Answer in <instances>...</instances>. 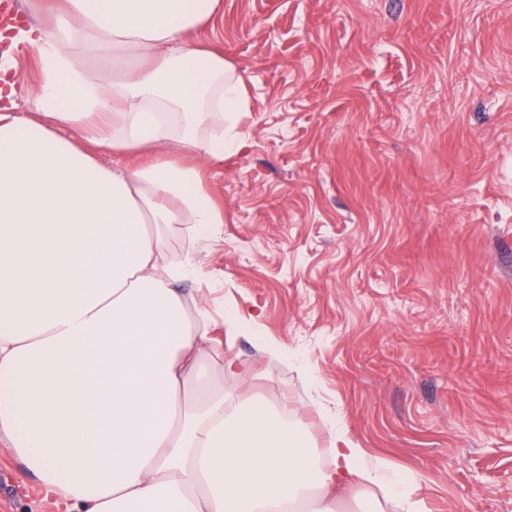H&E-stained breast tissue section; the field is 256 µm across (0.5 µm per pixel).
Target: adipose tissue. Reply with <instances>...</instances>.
Masks as SVG:
<instances>
[{"label": "adipose tissue", "mask_w": 512, "mask_h": 512, "mask_svg": "<svg viewBox=\"0 0 512 512\" xmlns=\"http://www.w3.org/2000/svg\"><path fill=\"white\" fill-rule=\"evenodd\" d=\"M220 0H57L24 38L39 78L0 83V442L71 512H335L384 478L344 431L330 469L294 423L224 397L206 305L164 258L162 226L213 238L223 162L249 111L223 54L194 40ZM133 60L111 81L83 59ZM112 152L111 164L95 149ZM149 151L142 164L125 155Z\"/></svg>", "instance_id": "adipose-tissue-1"}]
</instances>
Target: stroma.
I'll return each instance as SVG.
<instances>
[{"label":"stroma","instance_id":"stroma-1","mask_svg":"<svg viewBox=\"0 0 512 512\" xmlns=\"http://www.w3.org/2000/svg\"><path fill=\"white\" fill-rule=\"evenodd\" d=\"M197 38L251 105L179 285L244 366L225 397L300 419L326 468L338 419L427 512H512V0H223ZM0 512L68 506L0 445Z\"/></svg>","mask_w":512,"mask_h":512}]
</instances>
